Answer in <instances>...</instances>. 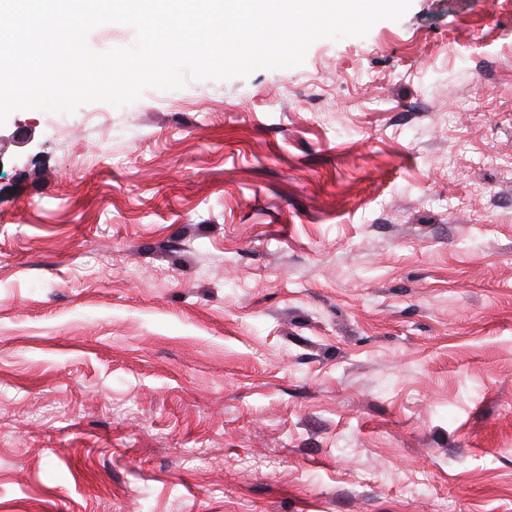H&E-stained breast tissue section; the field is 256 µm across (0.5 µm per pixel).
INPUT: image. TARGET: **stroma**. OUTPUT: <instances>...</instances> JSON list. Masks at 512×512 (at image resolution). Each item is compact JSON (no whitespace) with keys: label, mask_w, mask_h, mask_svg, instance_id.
I'll return each mask as SVG.
<instances>
[{"label":"stroma","mask_w":512,"mask_h":512,"mask_svg":"<svg viewBox=\"0 0 512 512\" xmlns=\"http://www.w3.org/2000/svg\"><path fill=\"white\" fill-rule=\"evenodd\" d=\"M0 512H512V0L13 112Z\"/></svg>","instance_id":"1"}]
</instances>
